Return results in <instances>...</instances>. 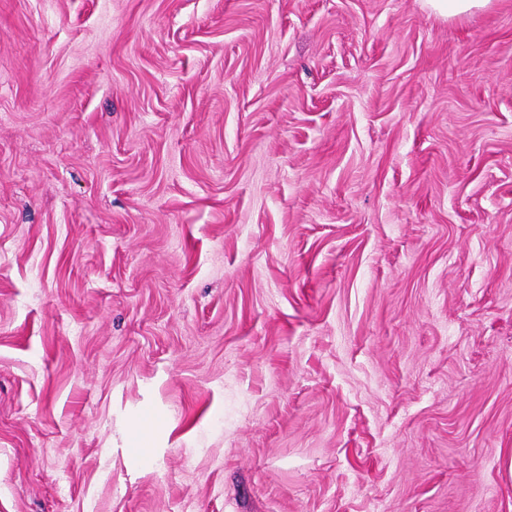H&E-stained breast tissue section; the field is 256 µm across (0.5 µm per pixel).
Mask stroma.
<instances>
[{
  "label": "stroma",
  "mask_w": 512,
  "mask_h": 512,
  "mask_svg": "<svg viewBox=\"0 0 512 512\" xmlns=\"http://www.w3.org/2000/svg\"><path fill=\"white\" fill-rule=\"evenodd\" d=\"M0 512H512V0H0ZM429 8L444 18L460 16L473 9L486 7L490 0H425Z\"/></svg>",
  "instance_id": "35a3bbf8"
}]
</instances>
